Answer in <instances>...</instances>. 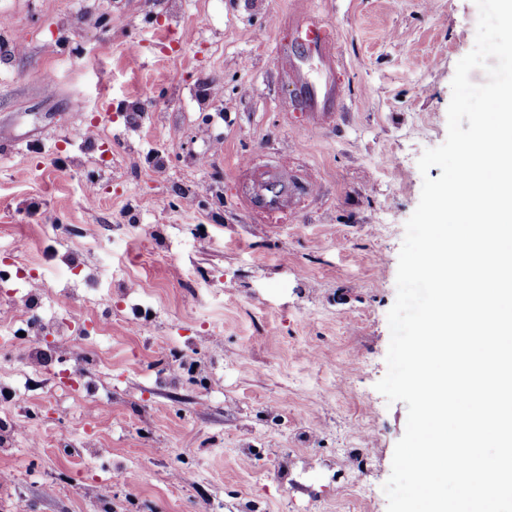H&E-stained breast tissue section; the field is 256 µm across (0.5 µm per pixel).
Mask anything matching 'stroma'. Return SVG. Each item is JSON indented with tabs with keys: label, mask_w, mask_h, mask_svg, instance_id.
<instances>
[{
	"label": "stroma",
	"mask_w": 512,
	"mask_h": 512,
	"mask_svg": "<svg viewBox=\"0 0 512 512\" xmlns=\"http://www.w3.org/2000/svg\"><path fill=\"white\" fill-rule=\"evenodd\" d=\"M322 20L344 66L297 46ZM475 0H0V512H387L376 383ZM337 83L339 112L304 85ZM285 207L247 201L251 174ZM86 356L28 363L29 274ZM40 437L31 449L29 432Z\"/></svg>",
	"instance_id": "1"
}]
</instances>
